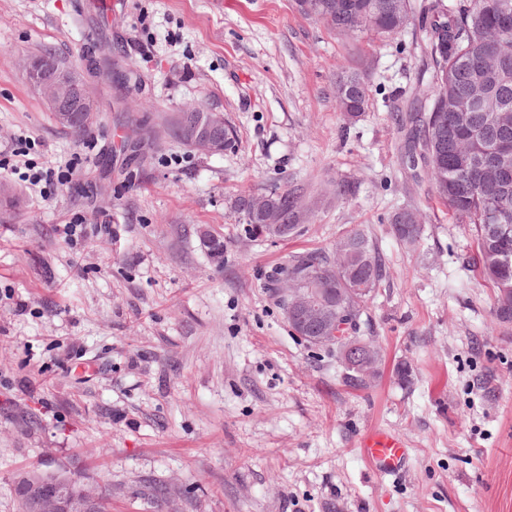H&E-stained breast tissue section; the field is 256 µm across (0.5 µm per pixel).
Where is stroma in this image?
I'll return each instance as SVG.
<instances>
[{
	"label": "stroma",
	"mask_w": 512,
	"mask_h": 512,
	"mask_svg": "<svg viewBox=\"0 0 512 512\" xmlns=\"http://www.w3.org/2000/svg\"><path fill=\"white\" fill-rule=\"evenodd\" d=\"M422 45L415 23L345 39L297 0H0V181L16 191L0 208V512H18L19 474L63 468L112 512H512V322L494 319L471 226L407 158L410 108L431 91ZM38 50L89 83L83 132L25 79ZM344 72L370 93L352 126ZM188 105L223 114L232 147L154 134ZM131 116L146 122L134 138ZM74 158L45 195L23 178ZM294 185L296 236L254 235L233 207ZM404 209L423 224L413 247L389 223ZM356 229L386 267L361 318L382 356L362 391L281 301L292 256ZM204 231L223 236L222 263ZM374 429L405 442L399 477L365 460ZM357 75L341 76L336 80V102L344 119L355 123L366 112L369 104V89L365 82L357 79ZM359 82L361 91L353 93L352 85Z\"/></svg>",
	"instance_id": "stroma-1"
}]
</instances>
